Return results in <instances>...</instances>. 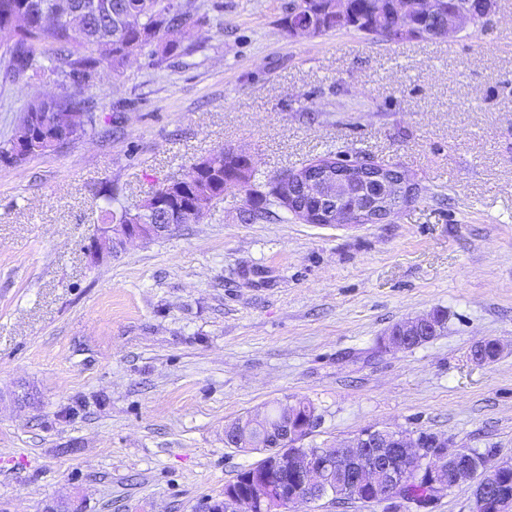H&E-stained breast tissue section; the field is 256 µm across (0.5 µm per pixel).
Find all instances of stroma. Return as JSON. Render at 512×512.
Masks as SVG:
<instances>
[{
  "mask_svg": "<svg viewBox=\"0 0 512 512\" xmlns=\"http://www.w3.org/2000/svg\"><path fill=\"white\" fill-rule=\"evenodd\" d=\"M183 2L176 54L99 70L95 131L0 157V512H195L263 458L225 425L301 398L321 414L306 447L427 430L512 461V0L484 28L397 42L289 34L291 0ZM5 65L0 147L27 101L71 88ZM222 150L263 194L324 156L399 167L418 193L377 224H247L231 188L203 222L89 262L105 194L133 206ZM437 308L439 337L382 348ZM483 339L501 346L485 365Z\"/></svg>",
  "mask_w": 512,
  "mask_h": 512,
  "instance_id": "1",
  "label": "stroma"
}]
</instances>
